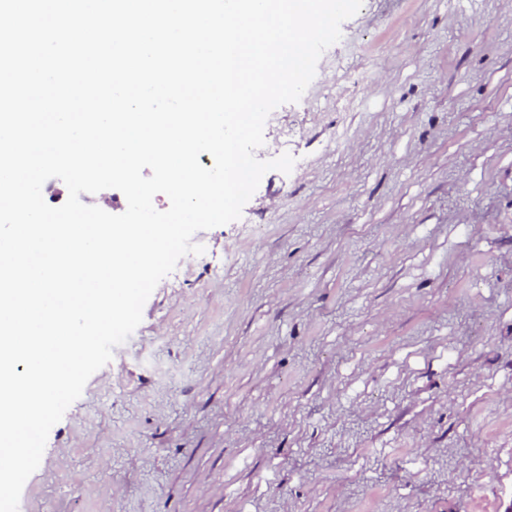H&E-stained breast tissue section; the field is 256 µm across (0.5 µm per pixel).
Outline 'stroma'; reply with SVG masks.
Instances as JSON below:
<instances>
[{
	"label": "stroma",
	"mask_w": 512,
	"mask_h": 512,
	"mask_svg": "<svg viewBox=\"0 0 512 512\" xmlns=\"http://www.w3.org/2000/svg\"><path fill=\"white\" fill-rule=\"evenodd\" d=\"M48 436L18 512H507L512 0H363Z\"/></svg>",
	"instance_id": "obj_1"
}]
</instances>
